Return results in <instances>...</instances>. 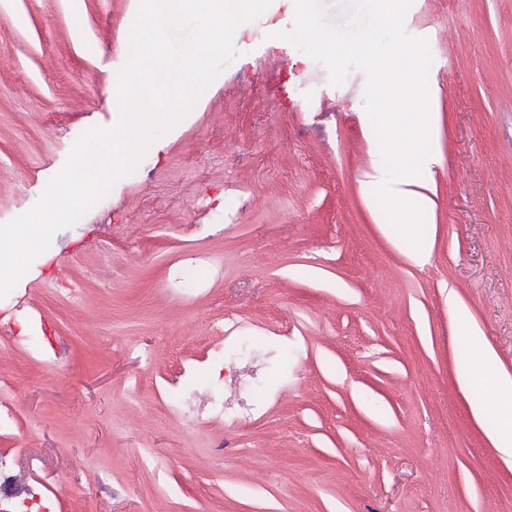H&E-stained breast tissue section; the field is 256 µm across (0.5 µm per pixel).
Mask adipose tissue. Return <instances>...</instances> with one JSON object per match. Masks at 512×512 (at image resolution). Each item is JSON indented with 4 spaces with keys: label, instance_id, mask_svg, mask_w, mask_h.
<instances>
[{
    "label": "adipose tissue",
    "instance_id": "obj_1",
    "mask_svg": "<svg viewBox=\"0 0 512 512\" xmlns=\"http://www.w3.org/2000/svg\"><path fill=\"white\" fill-rule=\"evenodd\" d=\"M448 311L459 319L458 336L473 346L471 361L458 372L457 383L472 394L473 419L486 425L492 447L502 462L512 468V374L495 368V352L484 342L476 322L463 318L462 305L456 297H449Z\"/></svg>",
    "mask_w": 512,
    "mask_h": 512
}]
</instances>
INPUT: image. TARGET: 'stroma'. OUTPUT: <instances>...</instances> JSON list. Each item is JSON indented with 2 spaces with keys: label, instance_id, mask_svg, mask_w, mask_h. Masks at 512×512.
Returning <instances> with one entry per match:
<instances>
[{
  "label": "stroma",
  "instance_id": "35a3bbf8",
  "mask_svg": "<svg viewBox=\"0 0 512 512\" xmlns=\"http://www.w3.org/2000/svg\"><path fill=\"white\" fill-rule=\"evenodd\" d=\"M139 0H0V223L34 207L109 86ZM235 39L162 136L0 296V457L48 512H512L456 383V295L512 373V0H414L438 154L432 249L376 226L366 78L273 29ZM267 382L234 425L227 320Z\"/></svg>",
  "mask_w": 512,
  "mask_h": 512
}]
</instances>
